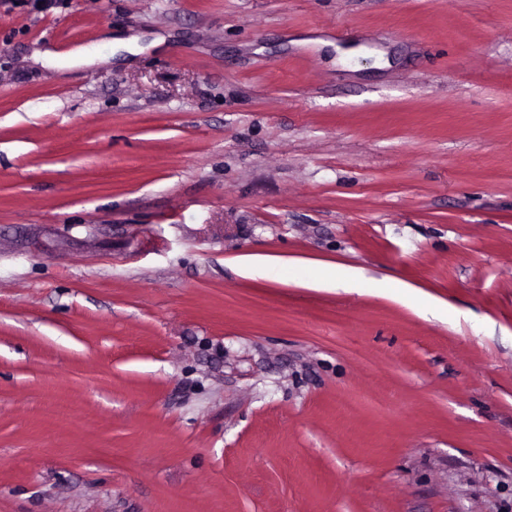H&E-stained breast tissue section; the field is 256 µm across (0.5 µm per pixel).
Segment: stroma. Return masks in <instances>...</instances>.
<instances>
[{
	"label": "stroma",
	"instance_id": "stroma-1",
	"mask_svg": "<svg viewBox=\"0 0 512 512\" xmlns=\"http://www.w3.org/2000/svg\"><path fill=\"white\" fill-rule=\"evenodd\" d=\"M0 512H512V0H0ZM63 56L73 63L83 64L86 66L108 64L113 58V54L111 53L102 54L98 50H94L86 46H77L65 54L58 53L51 49H35L31 54V59L35 62L46 64L56 61ZM328 278L321 280L322 283L336 287H359L362 283L359 272L352 268H336L329 270Z\"/></svg>",
	"mask_w": 512,
	"mask_h": 512
}]
</instances>
